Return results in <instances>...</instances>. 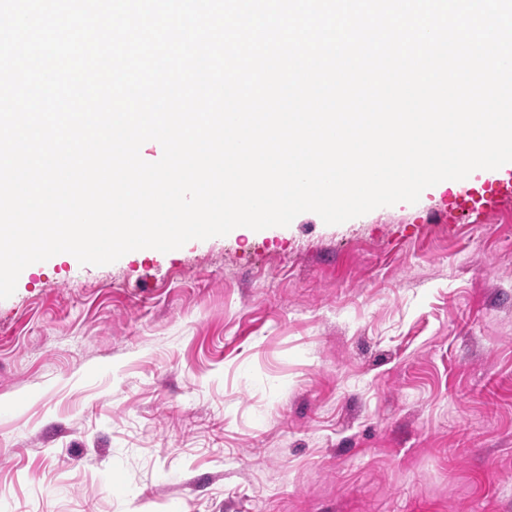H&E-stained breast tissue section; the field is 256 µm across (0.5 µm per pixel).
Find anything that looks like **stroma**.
<instances>
[{
	"label": "stroma",
	"instance_id": "obj_1",
	"mask_svg": "<svg viewBox=\"0 0 512 512\" xmlns=\"http://www.w3.org/2000/svg\"><path fill=\"white\" fill-rule=\"evenodd\" d=\"M62 253L0 300V512H512V201Z\"/></svg>",
	"mask_w": 512,
	"mask_h": 512
}]
</instances>
